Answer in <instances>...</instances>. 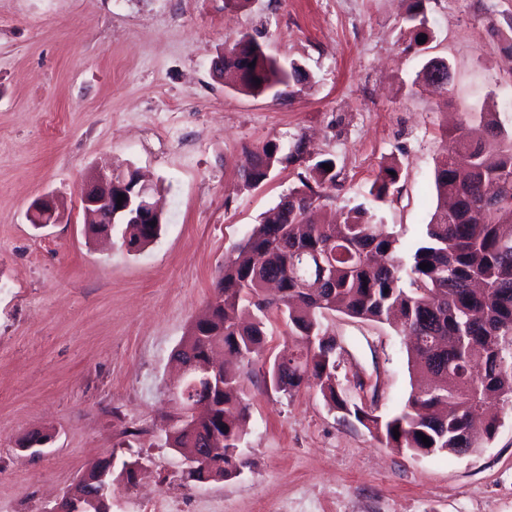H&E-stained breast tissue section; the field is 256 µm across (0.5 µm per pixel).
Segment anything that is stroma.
<instances>
[{"label": "stroma", "instance_id": "obj_1", "mask_svg": "<svg viewBox=\"0 0 512 512\" xmlns=\"http://www.w3.org/2000/svg\"><path fill=\"white\" fill-rule=\"evenodd\" d=\"M411 0H0V512H49L103 457L147 456L112 512L187 496L189 512H512V413L477 452L413 457L385 447L316 389L286 395L243 383L247 460L238 476L185 481L165 445L177 409L171 361L214 294L224 258L299 187L303 161L259 187L237 170L249 150L304 140L334 158L320 217L370 201L398 162L375 221L420 237L436 207L434 166L450 129L491 109L512 132V0H424L429 38L404 21ZM308 74L281 99L235 88L213 60L242 32ZM441 57L440 91L418 74ZM465 120V119H464ZM130 165L162 189L163 226L130 253L84 231L79 191L94 169ZM53 195L64 220L34 229ZM371 202V201H370ZM336 378L375 414L411 390L404 337L387 324L329 316ZM45 454L18 450L33 431ZM389 171L395 172V175L389 174ZM399 179V168L396 163L391 162L384 166L375 179L370 195L375 202L384 201L389 195L391 187H393Z\"/></svg>", "mask_w": 512, "mask_h": 512}]
</instances>
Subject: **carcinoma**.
<instances>
[{"label": "carcinoma", "instance_id": "carcinoma-1", "mask_svg": "<svg viewBox=\"0 0 512 512\" xmlns=\"http://www.w3.org/2000/svg\"><path fill=\"white\" fill-rule=\"evenodd\" d=\"M406 22L416 37L426 33L423 0H415ZM224 68L235 70L240 90L253 95H289L304 76L298 65L283 68L243 36L224 55ZM476 118L486 138H468L463 122L454 129L455 149L435 163L437 205L407 252L400 234L374 223L362 204L340 222L315 223L326 189L336 186V163L326 158L308 166L301 186L225 256L216 286L221 300L211 319L175 350L174 360L203 364L221 346L248 368L261 365L264 383L275 391L290 394L312 386L331 409L354 418L386 447L412 455L466 454L489 443L500 424L494 409L512 411V132L500 126L494 112ZM303 155L311 158L314 152L301 139L286 154L273 145L250 151L239 171L242 187L260 186L273 168ZM397 172L394 162L381 169L370 190L374 201L390 195ZM161 229L122 224L121 245L138 252ZM422 263L429 267L421 269ZM271 282L278 285L276 298L265 295ZM333 312L380 323L402 319V332L414 338L407 354L416 384L399 413L382 418L339 389V344L323 323ZM273 314L283 316L289 335L302 345L292 370L284 366L291 349L270 362L264 359ZM242 375L239 367L224 368V385L206 386L190 401L180 399L164 428L166 445L180 454L207 448L213 438L222 443L196 471L200 484L218 475L226 479L243 465L239 450L248 404Z\"/></svg>", "mask_w": 512, "mask_h": 512}]
</instances>
